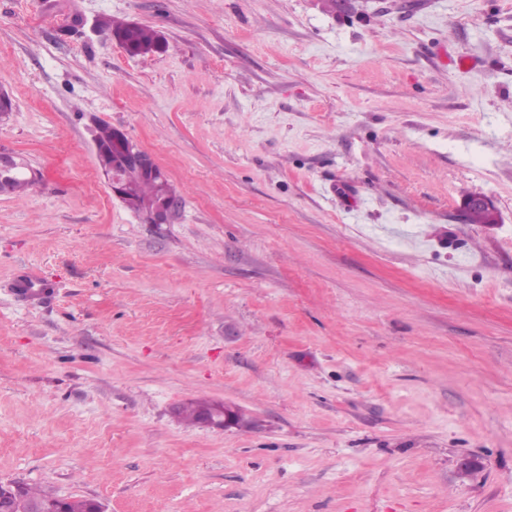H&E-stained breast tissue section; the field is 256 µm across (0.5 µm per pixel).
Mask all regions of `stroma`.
Wrapping results in <instances>:
<instances>
[{
    "instance_id": "obj_1",
    "label": "stroma",
    "mask_w": 512,
    "mask_h": 512,
    "mask_svg": "<svg viewBox=\"0 0 512 512\" xmlns=\"http://www.w3.org/2000/svg\"><path fill=\"white\" fill-rule=\"evenodd\" d=\"M0 91V151L43 173L0 196V482L512 512V0H0ZM98 122L164 171L170 223L113 193ZM478 193L497 224L462 214ZM107 24L112 27V32L118 43L129 55H147L161 50L165 46L161 35L150 27L125 22L113 25L108 22ZM217 406L219 405L210 404L207 402H190L180 406L177 410V413L180 417L196 424L200 423L201 416L205 412L210 411L203 416L201 423L221 428H227L236 425L234 416L232 413L225 410V407L221 406L212 410Z\"/></svg>"
}]
</instances>
